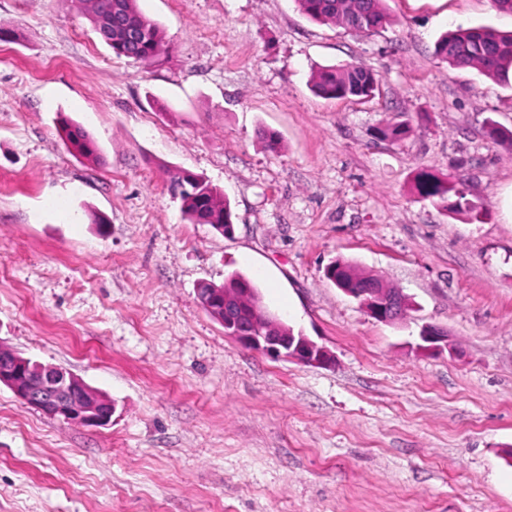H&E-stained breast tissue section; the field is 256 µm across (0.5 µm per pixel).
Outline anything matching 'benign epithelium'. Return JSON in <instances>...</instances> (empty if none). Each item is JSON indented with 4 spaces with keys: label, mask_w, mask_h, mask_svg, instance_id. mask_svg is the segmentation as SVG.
I'll return each instance as SVG.
<instances>
[{
    "label": "benign epithelium",
    "mask_w": 512,
    "mask_h": 512,
    "mask_svg": "<svg viewBox=\"0 0 512 512\" xmlns=\"http://www.w3.org/2000/svg\"><path fill=\"white\" fill-rule=\"evenodd\" d=\"M231 287L215 288L208 281L196 286L201 307L224 326V334L242 346L277 358L313 366L332 362L331 352L302 333L267 314L256 289L241 278L230 279ZM343 292L355 298L375 319L394 323L406 316L408 298L392 288H378L364 282ZM423 349L435 351L448 341L443 330L432 325L422 327ZM8 387L23 403L41 413L89 428L107 425L114 412L112 400L94 390L78 376L66 370L44 365L0 345V385Z\"/></svg>",
    "instance_id": "7a95c632"
}]
</instances>
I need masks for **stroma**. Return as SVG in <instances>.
Returning <instances> with one entry per match:
<instances>
[{"mask_svg": "<svg viewBox=\"0 0 512 512\" xmlns=\"http://www.w3.org/2000/svg\"><path fill=\"white\" fill-rule=\"evenodd\" d=\"M138 4L168 43L149 65L77 0H0V344L115 405L91 429L0 385V512H512V148L485 129L512 131V87L434 52L512 14L387 0L359 36L293 0ZM348 64L377 75L373 98L313 92ZM63 118L99 163L67 150ZM393 119L407 139L379 137ZM425 168L474 211L417 195ZM179 171L229 199L232 235L183 219ZM336 260L407 316H370L326 278ZM235 274L332 366L226 336L195 287ZM425 325L442 351L419 349Z\"/></svg>", "mask_w": 512, "mask_h": 512, "instance_id": "stroma-1", "label": "stroma"}]
</instances>
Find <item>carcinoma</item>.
I'll return each mask as SVG.
<instances>
[{
  "mask_svg": "<svg viewBox=\"0 0 512 512\" xmlns=\"http://www.w3.org/2000/svg\"><path fill=\"white\" fill-rule=\"evenodd\" d=\"M81 2L93 29L116 55L153 63L167 49L161 26L140 11L138 0ZM294 3L302 14L317 22L339 25L359 34H369L390 21L384 0H294ZM435 53L454 67H473L501 84L512 82V31L484 26L459 27L437 39ZM378 83L376 74L355 65L322 68L312 77L314 93L327 99L369 98L375 95ZM61 128L69 150L92 163L99 162L97 151L86 147L92 141L87 132L66 119ZM410 133L406 121H391L380 129L382 137L391 141H401ZM415 189L426 199L452 202L456 213L473 209L462 188L430 172L419 174ZM170 191L179 199L181 212L190 223L212 224L216 231L221 224L233 223L230 202L203 176L184 177L177 173L170 180Z\"/></svg>",
  "mask_w": 512,
  "mask_h": 512,
  "instance_id": "cac0c4a2",
  "label": "carcinoma"
}]
</instances>
